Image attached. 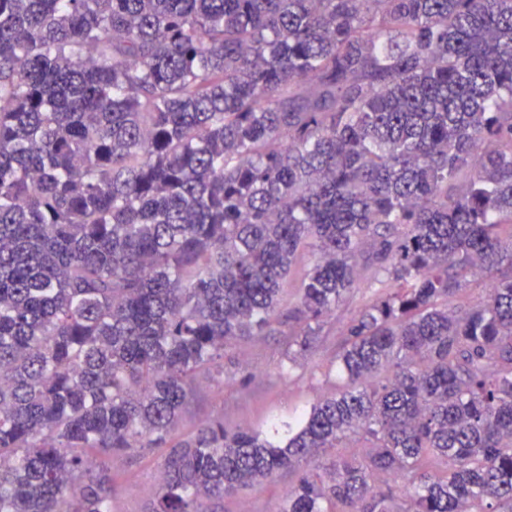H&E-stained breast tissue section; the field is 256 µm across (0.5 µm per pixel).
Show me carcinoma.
I'll list each match as a JSON object with an SVG mask.
<instances>
[{"label":"carcinoma","instance_id":"cac0c4a2","mask_svg":"<svg viewBox=\"0 0 512 512\" xmlns=\"http://www.w3.org/2000/svg\"><path fill=\"white\" fill-rule=\"evenodd\" d=\"M504 225L512 0H0V512H112L226 346L311 349L363 271L346 383L202 423L153 512L282 471L279 512H512ZM487 284L485 280L480 277H468L464 289L457 297L449 301V305L453 307L467 306L469 303H474L477 299L482 297L485 293Z\"/></svg>","mask_w":512,"mask_h":512}]
</instances>
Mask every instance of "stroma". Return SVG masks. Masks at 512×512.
Returning a JSON list of instances; mask_svg holds the SVG:
<instances>
[{"label": "stroma", "mask_w": 512, "mask_h": 512, "mask_svg": "<svg viewBox=\"0 0 512 512\" xmlns=\"http://www.w3.org/2000/svg\"><path fill=\"white\" fill-rule=\"evenodd\" d=\"M377 294L370 281L358 279L309 351H300L287 334L277 332L226 347L223 374L202 377L201 389L182 415L174 438H184L201 422L216 418L229 431L243 426L264 429L335 392L336 353L346 327ZM166 454V449L148 448L114 462L112 512H149ZM291 480V474L283 473L225 498L219 512H279Z\"/></svg>", "instance_id": "1"}]
</instances>
